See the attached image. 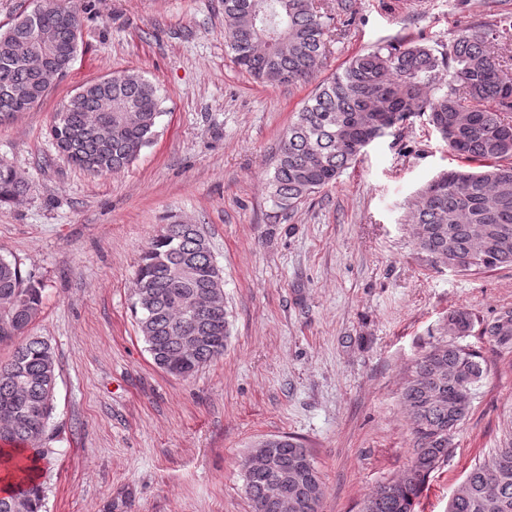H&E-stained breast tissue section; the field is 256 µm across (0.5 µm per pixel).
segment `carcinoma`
<instances>
[{"mask_svg": "<svg viewBox=\"0 0 512 512\" xmlns=\"http://www.w3.org/2000/svg\"><path fill=\"white\" fill-rule=\"evenodd\" d=\"M352 18V0H224V33L234 64L267 85L313 78L331 53L334 23ZM81 38L80 15L47 2L0 29V122L31 109L50 93L40 75L21 62L36 48L67 71ZM448 71V81L439 73ZM512 22L468 27L448 49L386 42L354 56L322 82L294 114L277 148L267 189L275 204L292 210L311 194L337 183L366 148L382 137L383 119L405 122L425 114L448 152L479 170L439 173L419 193L411 235L436 261L483 272L512 267ZM156 87L128 70L112 82L87 83L55 113L50 135L66 160L103 175L132 164L155 136L160 115ZM28 184L0 162V206L15 204ZM488 260L464 264L486 246ZM213 299L204 318H191L199 296ZM138 333L154 364L170 376L196 374L224 354L229 335L224 277L201 230L182 221L165 225L142 253L135 273ZM42 311V285L15 260L0 256V344L13 350L0 360V466L14 478L0 492V512H42L38 462L44 455L59 366L51 344L27 334ZM474 321L469 311L448 312V339L425 351L406 378L401 400L413 424L410 464L378 486L363 512H414L430 474L448 459L455 429L468 417L483 374L481 352L462 345ZM497 351L512 350V310L481 329ZM182 336H207L188 355ZM468 400L459 405L461 392ZM279 457L288 463L293 512H319L321 497L304 495L322 485L310 448L281 436ZM266 478L244 477L254 512H277L265 496ZM451 497L448 512H512V437L475 464Z\"/></svg>", "mask_w": 512, "mask_h": 512, "instance_id": "carcinoma-1", "label": "carcinoma"}]
</instances>
